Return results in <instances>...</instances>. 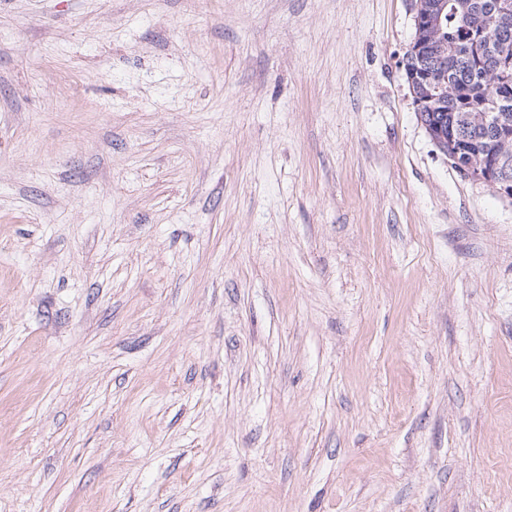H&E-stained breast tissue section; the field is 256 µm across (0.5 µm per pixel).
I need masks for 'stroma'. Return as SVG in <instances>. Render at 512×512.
Listing matches in <instances>:
<instances>
[{
	"label": "stroma",
	"mask_w": 512,
	"mask_h": 512,
	"mask_svg": "<svg viewBox=\"0 0 512 512\" xmlns=\"http://www.w3.org/2000/svg\"><path fill=\"white\" fill-rule=\"evenodd\" d=\"M413 33L0 0V512H512V199Z\"/></svg>",
	"instance_id": "obj_1"
}]
</instances>
